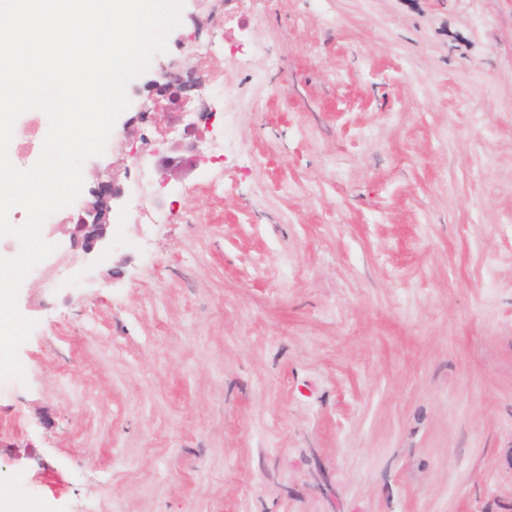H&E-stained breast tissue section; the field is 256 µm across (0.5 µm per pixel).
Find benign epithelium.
<instances>
[{"instance_id": "1", "label": "benign epithelium", "mask_w": 512, "mask_h": 512, "mask_svg": "<svg viewBox=\"0 0 512 512\" xmlns=\"http://www.w3.org/2000/svg\"><path fill=\"white\" fill-rule=\"evenodd\" d=\"M153 86L155 94L167 101L170 111L182 112L189 100L187 92L194 87V82L191 74L184 75L179 70L168 68L159 73ZM120 195L119 187L109 181H100L92 190L94 201L84 205L77 214L70 242L86 257V265L81 270L83 276L89 275L96 254L111 244L107 230L112 226L113 201Z\"/></svg>"}]
</instances>
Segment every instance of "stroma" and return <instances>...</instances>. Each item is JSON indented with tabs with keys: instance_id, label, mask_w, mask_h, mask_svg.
I'll return each mask as SVG.
<instances>
[{
	"instance_id": "stroma-1",
	"label": "stroma",
	"mask_w": 512,
	"mask_h": 512,
	"mask_svg": "<svg viewBox=\"0 0 512 512\" xmlns=\"http://www.w3.org/2000/svg\"><path fill=\"white\" fill-rule=\"evenodd\" d=\"M127 93L112 248L64 208L19 290L10 512H512V0H184ZM155 94L166 100L170 112L184 111V106L189 100L186 94L195 85L191 73H186V78L180 70L170 68L159 73L158 79L153 81Z\"/></svg>"
}]
</instances>
